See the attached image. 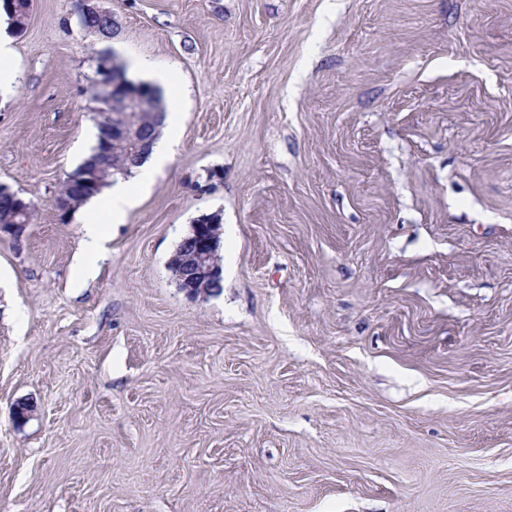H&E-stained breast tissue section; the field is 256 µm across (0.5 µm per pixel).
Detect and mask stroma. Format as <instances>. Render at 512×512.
<instances>
[{
	"mask_svg": "<svg viewBox=\"0 0 512 512\" xmlns=\"http://www.w3.org/2000/svg\"><path fill=\"white\" fill-rule=\"evenodd\" d=\"M34 0L0 97V512H512V0ZM186 90L91 277L95 56ZM221 223V291L169 261ZM33 405L22 422L16 402ZM77 2L76 14L78 22L81 26L85 27L89 33L94 32L98 34L97 27L91 26L89 23L93 20L106 19L109 21L112 27L114 36L117 29H115V24L112 20V14L99 6L100 0H78ZM111 27L106 26L104 28L102 31L104 36H111Z\"/></svg>",
	"mask_w": 512,
	"mask_h": 512,
	"instance_id": "1",
	"label": "stroma"
}]
</instances>
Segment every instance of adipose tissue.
Wrapping results in <instances>:
<instances>
[{"mask_svg": "<svg viewBox=\"0 0 512 512\" xmlns=\"http://www.w3.org/2000/svg\"><path fill=\"white\" fill-rule=\"evenodd\" d=\"M157 81L170 86L169 99L165 108V117L160 128V135L147 159L135 169L136 177L131 181L119 180L104 187L100 193L85 201L81 209L87 218L82 228L81 251L84 259L96 258L104 248L106 240V224L123 223L128 211L136 203V188L149 185L169 163L177 144L175 129L181 120L179 101L183 96L182 89L172 88L170 75L160 73ZM104 210L106 222H99L94 213Z\"/></svg>", "mask_w": 512, "mask_h": 512, "instance_id": "adipose-tissue-1", "label": "adipose tissue"}]
</instances>
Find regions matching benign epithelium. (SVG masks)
<instances>
[{
  "mask_svg": "<svg viewBox=\"0 0 512 512\" xmlns=\"http://www.w3.org/2000/svg\"><path fill=\"white\" fill-rule=\"evenodd\" d=\"M100 0H78L77 18L81 26L88 32H98L97 27L90 25L93 20H112V13L99 6ZM96 83L100 87H112L123 98L125 112L105 120L108 106L101 105L98 109V126L101 129L100 143L109 153H123L128 157L142 156L149 152L153 138L141 133L140 117L148 108V97L138 91L121 85L115 72L111 71L108 54L96 58ZM216 225L203 219L196 226L194 234L175 256L181 274V289L193 297L207 295L210 287L221 280L222 268L218 262L216 251Z\"/></svg>",
  "mask_w": 512,
  "mask_h": 512,
  "instance_id": "1",
  "label": "benign epithelium"
}]
</instances>
